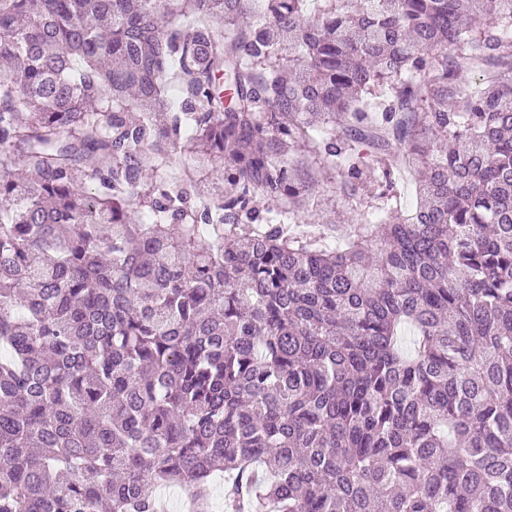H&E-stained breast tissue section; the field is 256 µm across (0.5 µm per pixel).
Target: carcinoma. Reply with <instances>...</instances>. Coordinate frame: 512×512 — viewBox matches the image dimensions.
<instances>
[{"instance_id": "obj_1", "label": "carcinoma", "mask_w": 512, "mask_h": 512, "mask_svg": "<svg viewBox=\"0 0 512 512\" xmlns=\"http://www.w3.org/2000/svg\"><path fill=\"white\" fill-rule=\"evenodd\" d=\"M0 349V512H512V0H0ZM389 189L391 190L392 188H388L385 182L381 184L376 182L367 183V186L363 192L364 196L362 197L365 198V201L371 200V203H374L376 196L383 193H389ZM392 191L400 196V202L404 215H408L415 210L417 206V196L415 193L413 178L407 177L404 180L399 179L394 185Z\"/></svg>"}]
</instances>
